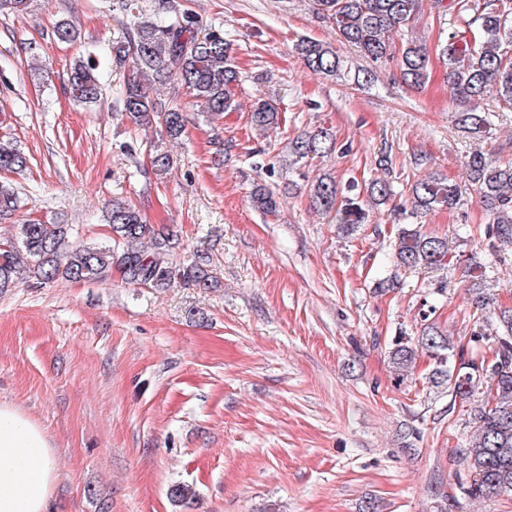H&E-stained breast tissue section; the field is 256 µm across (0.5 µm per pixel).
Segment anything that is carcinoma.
<instances>
[{
	"mask_svg": "<svg viewBox=\"0 0 512 512\" xmlns=\"http://www.w3.org/2000/svg\"><path fill=\"white\" fill-rule=\"evenodd\" d=\"M317 17L330 23L336 35L373 61L396 60L401 79L421 85L428 75L429 54L418 40L407 38L396 47L391 35L404 34L423 10V0H315ZM158 21H136L125 41L112 46V62L124 67L132 60L118 106L134 128H153L157 140L146 146L153 174L169 170L166 143H179L186 133L187 113L152 93L156 79L168 75L204 107L214 120L235 110L233 87L239 74L230 58V41L224 31L206 27L197 16L179 8L176 0H153ZM458 22L475 28L477 36L466 40L453 31L441 42L440 52L448 65V89L458 107L455 125L472 138H481L496 125L500 112L512 110V0H460ZM295 50L306 69L319 76L344 79L348 64L329 43L303 38ZM69 93L74 100L95 105L102 85L92 60H79L70 69ZM493 100L495 110L479 109V102ZM282 113L272 99L259 98L250 112L257 130L280 124ZM336 151L330 130L305 131L289 142L290 155L299 162ZM29 167V156L11 139L0 137V171L20 172ZM347 187L340 195L335 178L322 177L311 185L316 209L336 219L338 229L349 234L368 218L365 204L385 205L396 197L392 182L372 180L367 199ZM488 217L484 236L488 248L512 254V159L503 160L482 151L469 157L461 181L428 176L409 186L394 211L409 218L399 227L392 244L397 269H439L448 265V238L423 231L416 219L439 208H455L465 195ZM253 205L267 213L279 206L275 192L256 183ZM21 208L18 189L0 180V221H10ZM108 241L96 246H74L72 227L52 218L26 220L19 236L0 243V293L14 287L21 276L42 282L60 279L93 282L116 268L125 284L168 288L181 282L196 288L217 284L209 262L197 257L186 265H173L161 255L176 247L175 239L147 223L140 212L121 200L112 201L106 217ZM464 276L477 310H490L474 322L473 339L488 344L480 361L465 358L452 337L432 324L416 336L400 335L388 351L399 379L414 374L421 355L432 361L428 383L437 392L451 393L469 403L467 424L471 434L462 459L469 480L464 493L472 499L512 496V308L491 307L487 296L486 267L472 263Z\"/></svg>",
	"mask_w": 512,
	"mask_h": 512,
	"instance_id": "obj_1",
	"label": "carcinoma"
}]
</instances>
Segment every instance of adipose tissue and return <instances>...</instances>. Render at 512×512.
Masks as SVG:
<instances>
[{
	"instance_id": "obj_1",
	"label": "adipose tissue",
	"mask_w": 512,
	"mask_h": 512,
	"mask_svg": "<svg viewBox=\"0 0 512 512\" xmlns=\"http://www.w3.org/2000/svg\"><path fill=\"white\" fill-rule=\"evenodd\" d=\"M57 481L54 449L43 429L0 403V512H47Z\"/></svg>"
}]
</instances>
